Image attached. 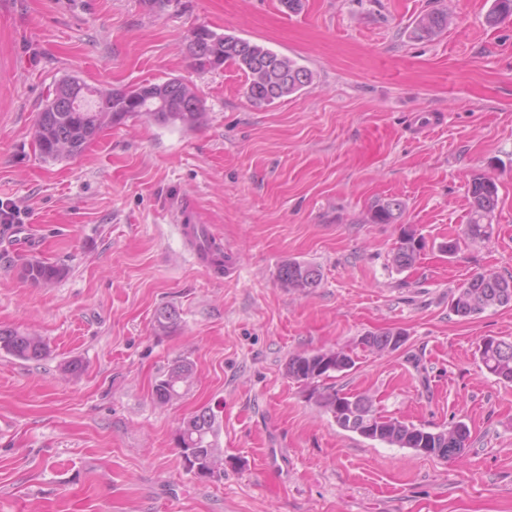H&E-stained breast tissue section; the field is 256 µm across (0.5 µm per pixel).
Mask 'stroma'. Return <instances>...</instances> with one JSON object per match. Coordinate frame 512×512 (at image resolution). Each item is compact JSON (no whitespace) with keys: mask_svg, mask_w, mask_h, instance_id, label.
<instances>
[{"mask_svg":"<svg viewBox=\"0 0 512 512\" xmlns=\"http://www.w3.org/2000/svg\"><path fill=\"white\" fill-rule=\"evenodd\" d=\"M492 0H0V201L30 243L0 224V327L42 336L48 353H0V512H512V384L481 371L487 336L512 340V306L457 316L451 295L477 272L512 275V19ZM430 40L411 35L433 10ZM264 45L307 67L311 85L257 106L231 64L194 69L197 26ZM96 88L181 78L205 111L192 130L130 117L73 159L32 140L65 74ZM444 114L434 130L432 114ZM498 187L499 232L439 250L469 212L468 187ZM401 200L400 223L374 224ZM230 251L227 279L199 265L173 220L184 204ZM411 225L412 268L392 253ZM38 259L51 283L23 275ZM317 266L318 287L281 285L280 267ZM169 305L177 325L156 330ZM400 330L398 350L358 342ZM345 349L336 386L382 414L470 437L441 459L341 429L288 377L297 353ZM82 369H67L72 360ZM194 366L162 406L156 380ZM221 405L224 473L188 474L184 417ZM447 26V16L441 11L431 12L415 22L412 34L418 40H430ZM403 212V203L398 199H389L375 204L371 211L374 224H396ZM23 271L25 277L34 283L54 282L66 274L64 267L39 260L28 261L24 265Z\"/></svg>","mask_w":512,"mask_h":512,"instance_id":"obj_1","label":"stroma"}]
</instances>
